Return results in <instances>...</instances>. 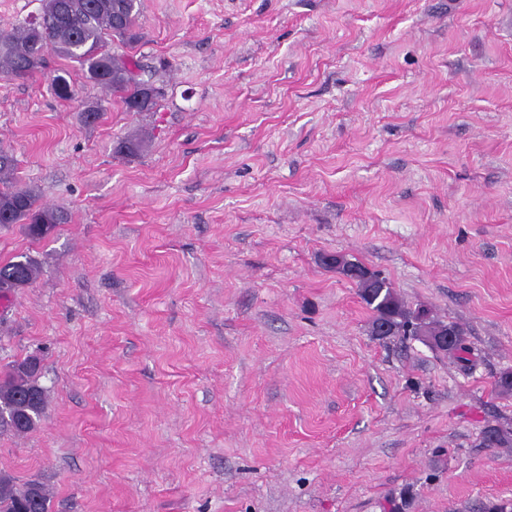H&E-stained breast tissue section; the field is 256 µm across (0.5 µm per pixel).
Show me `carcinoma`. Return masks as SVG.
Here are the masks:
<instances>
[{
	"label": "carcinoma",
	"instance_id": "carcinoma-1",
	"mask_svg": "<svg viewBox=\"0 0 512 512\" xmlns=\"http://www.w3.org/2000/svg\"><path fill=\"white\" fill-rule=\"evenodd\" d=\"M40 14L47 26L43 30L29 22L0 30V75L25 78L41 67L45 52L52 50L77 63L86 84L118 96L125 107L145 104L150 111L161 95L159 88L138 78V63L115 55L108 49L117 38L136 39L133 28L139 15V0H41ZM54 93L63 100L76 97L77 90L64 75L53 79ZM16 168L13 153L0 146V224H18L22 233L45 239L60 224L68 222L63 210L42 205L39 195L27 186L13 182ZM42 272L41 262L27 254L0 264V295L33 284ZM360 297L372 312L371 330L387 324L389 335L433 336L442 328L454 335L447 352L467 365L471 349L466 344V329L445 324L430 310L411 308L396 295L380 274L356 280ZM42 367L30 364V357L14 361L0 378V432L24 435L35 430L45 413L46 390L39 383ZM50 487L37 478L23 479L0 470V512H51Z\"/></svg>",
	"mask_w": 512,
	"mask_h": 512
}]
</instances>
